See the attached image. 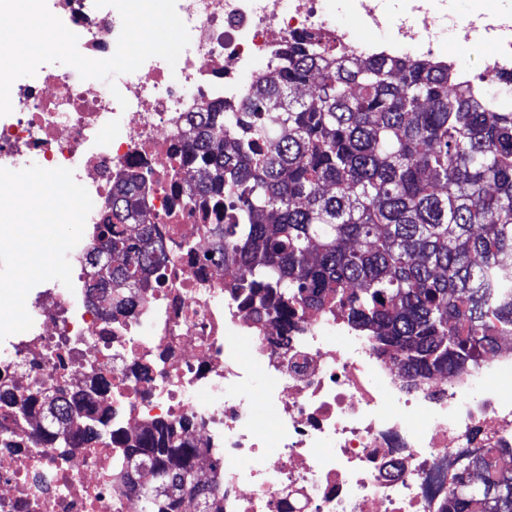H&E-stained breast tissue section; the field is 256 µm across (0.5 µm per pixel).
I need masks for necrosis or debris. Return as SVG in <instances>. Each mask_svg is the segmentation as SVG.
Here are the masks:
<instances>
[{
    "label": "necrosis or debris",
    "mask_w": 512,
    "mask_h": 512,
    "mask_svg": "<svg viewBox=\"0 0 512 512\" xmlns=\"http://www.w3.org/2000/svg\"><path fill=\"white\" fill-rule=\"evenodd\" d=\"M359 27L337 26L329 0H177L190 43L176 65L146 60L114 85L71 66L42 67L11 92L0 116V167L71 169L95 201L88 223L112 213L128 175L145 189L131 204L167 253L148 270L142 302L111 318L107 290L47 288L20 347L0 348V381L17 393L47 382L83 388L125 433L190 419L209 469L224 478V512H446L470 461L512 448V350L498 348L457 375L409 376L370 337L309 311L264 325L244 308L223 263L203 261L206 217L186 198L204 175L186 155L190 113L239 111L255 79L292 39H331L366 58L443 54V29L493 38V71L512 72V16H449L448 0H351ZM86 57L115 50L122 21L94 0H51ZM379 31L376 39L364 38ZM127 107H120L119 98ZM116 449L0 448V512H138L112 494Z\"/></svg>",
    "instance_id": "1"
}]
</instances>
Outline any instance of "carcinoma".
Instances as JSON below:
<instances>
[{
	"instance_id": "cac0c4a2",
	"label": "carcinoma",
	"mask_w": 512,
	"mask_h": 512,
	"mask_svg": "<svg viewBox=\"0 0 512 512\" xmlns=\"http://www.w3.org/2000/svg\"><path fill=\"white\" fill-rule=\"evenodd\" d=\"M192 158L207 170L197 191L222 223L210 225L206 261L235 273L242 306L269 321L321 310L341 315L395 353L413 376L455 374L512 332V110L448 65L410 56L358 60L317 38L288 43L277 67L247 91L239 112H198ZM130 254L119 224H95L85 261H124L100 275L129 292L110 302L126 316L142 270L167 262ZM42 386L18 395L0 384V448H20L12 425H31L29 448L62 457L84 445L123 449L149 465L153 484L120 474L141 512H224V484L195 476L194 423L154 421L136 435L112 430V407ZM512 450L490 451L448 493V512H512Z\"/></svg>"
}]
</instances>
